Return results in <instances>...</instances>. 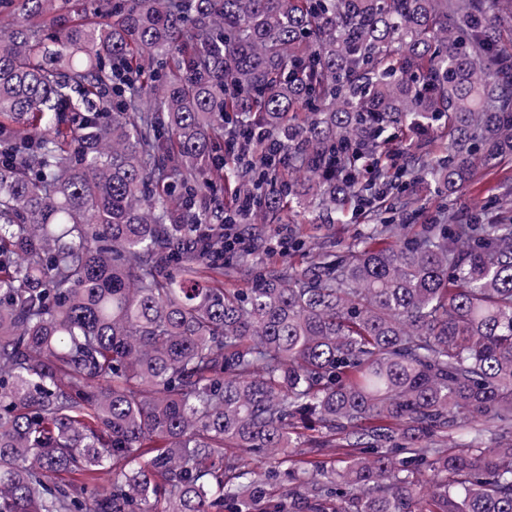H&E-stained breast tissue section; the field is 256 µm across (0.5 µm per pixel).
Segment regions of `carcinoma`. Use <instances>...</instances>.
Returning a JSON list of instances; mask_svg holds the SVG:
<instances>
[{
  "mask_svg": "<svg viewBox=\"0 0 512 512\" xmlns=\"http://www.w3.org/2000/svg\"><path fill=\"white\" fill-rule=\"evenodd\" d=\"M511 21L0 0V512H512V216L374 224L300 268L245 246L224 287L226 224L406 214L512 156ZM439 124L432 155L389 147Z\"/></svg>",
  "mask_w": 512,
  "mask_h": 512,
  "instance_id": "obj_1",
  "label": "carcinoma"
}]
</instances>
